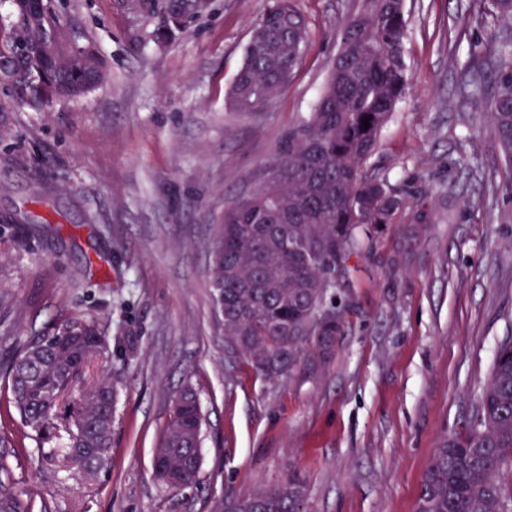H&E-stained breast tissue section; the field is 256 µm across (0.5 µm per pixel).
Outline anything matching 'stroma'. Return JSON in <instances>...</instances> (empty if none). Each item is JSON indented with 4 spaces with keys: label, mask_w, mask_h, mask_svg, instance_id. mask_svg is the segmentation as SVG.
Here are the masks:
<instances>
[{
    "label": "stroma",
    "mask_w": 512,
    "mask_h": 512,
    "mask_svg": "<svg viewBox=\"0 0 512 512\" xmlns=\"http://www.w3.org/2000/svg\"><path fill=\"white\" fill-rule=\"evenodd\" d=\"M272 0H212L163 44L120 0H70L66 20L96 46L105 84L37 112L0 94V359L69 316L106 336L133 330L127 364L96 360L81 393L121 369L112 463L95 478L0 416V478L29 512H219L225 499L306 479L303 512H414L425 468L463 431L512 334L511 208L503 159L462 101L470 55L485 60L507 28L494 0H405L410 88L371 166L432 189L426 223L386 231L355 274L347 327L320 374L271 383L239 360L217 319L211 252L227 202L252 190L289 128L325 85L338 33L361 0H293L309 41L288 85L262 111L225 95ZM58 233L32 237L24 222ZM197 392L205 423L199 481L168 489L152 455L172 395Z\"/></svg>",
    "instance_id": "stroma-1"
}]
</instances>
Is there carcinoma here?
<instances>
[{"instance_id": "cac0c4a2", "label": "carcinoma", "mask_w": 512, "mask_h": 512, "mask_svg": "<svg viewBox=\"0 0 512 512\" xmlns=\"http://www.w3.org/2000/svg\"><path fill=\"white\" fill-rule=\"evenodd\" d=\"M142 15L159 20L153 39L170 35L171 14L191 22L209 0H142ZM64 5L43 0L24 11L10 0L0 25V57L12 58L0 89L26 98L35 111L60 98H79L108 79L106 63L90 46L63 47ZM408 21L399 0H363L342 27L328 80L309 117L291 127L265 177L224 207L212 249L211 287L224 313V335L265 381L296 370L315 374L336 354L345 332L341 293L374 238L390 224H423L430 188L413 179L391 181L368 167L378 137L410 81L404 54ZM307 26L292 0H275L253 26L244 61L227 93L233 112L260 111L297 67ZM505 64L486 84L473 58L462 92L488 96L487 118L504 154L503 195L512 200V40L497 43ZM368 119L369 126L362 124ZM107 336L80 317H69L18 354L0 363L16 411L35 437L55 428L63 395L90 359L106 356ZM119 376H105L67 415L68 459L95 474L112 461V425ZM203 415L195 391L185 386L171 401L169 421L154 453V476L179 489L194 485L201 463ZM512 470V337L498 345L488 383L465 431L436 449L422 479L417 512H512V490L499 480ZM306 484L291 471L277 485L224 500V512H298ZM0 509L20 508L0 479Z\"/></svg>"}]
</instances>
